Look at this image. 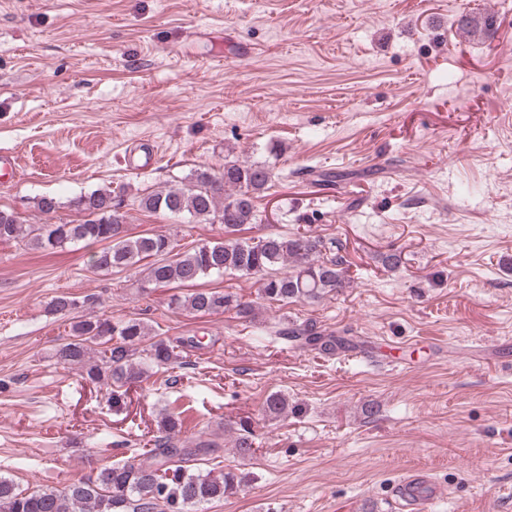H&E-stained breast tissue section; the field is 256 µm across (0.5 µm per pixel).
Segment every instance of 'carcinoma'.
Masks as SVG:
<instances>
[{
  "label": "carcinoma",
  "instance_id": "1",
  "mask_svg": "<svg viewBox=\"0 0 512 512\" xmlns=\"http://www.w3.org/2000/svg\"><path fill=\"white\" fill-rule=\"evenodd\" d=\"M272 178V170L265 165L226 161L217 170L194 171L183 187L143 196L140 207L151 213L217 222L234 232L243 224L256 222L254 200L272 186ZM71 205L84 214L79 224H25L14 213L0 210V241L25 239L36 248L104 242L106 246L94 254L96 268L103 271L122 270L152 257L141 291L171 284L188 287L189 292L172 297L171 305L192 314L234 308L243 318H255L253 307L236 296L197 287L202 278L226 272L261 276L262 295L283 303L319 300L345 286L342 261L322 258L325 245L318 237L297 233L252 242L228 238L176 253L166 235L128 236L126 216L107 192L81 195ZM265 331L325 351L341 344L339 339H325L312 323L288 329L278 321ZM186 345L195 347L199 342L190 339L175 345L155 339L147 324L137 318L114 322L85 315L73 323L72 338L59 345L55 355L59 363L79 370L83 379L109 389L108 402L117 408L123 402V387L141 382L151 366L164 368L176 363ZM263 409L273 417L286 415L288 400L282 393L272 392ZM159 426L161 435L149 449L150 462L114 463L63 490H20L0 476V512H201L204 505L234 495L244 486L243 477L232 471L219 475L195 471L194 462L215 455L219 446L211 441L191 447L181 442L179 415L162 414ZM234 448L243 456L252 454L247 428L236 432Z\"/></svg>",
  "mask_w": 512,
  "mask_h": 512
}]
</instances>
